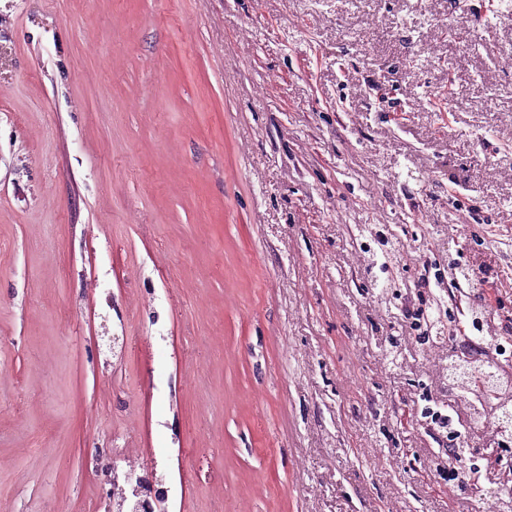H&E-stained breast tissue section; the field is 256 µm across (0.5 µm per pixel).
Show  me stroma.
Masks as SVG:
<instances>
[{"label":"stroma","instance_id":"35a3bbf8","mask_svg":"<svg viewBox=\"0 0 512 512\" xmlns=\"http://www.w3.org/2000/svg\"><path fill=\"white\" fill-rule=\"evenodd\" d=\"M512 0H0V512H489L448 301L512 316ZM484 266L422 288L449 258ZM424 305L428 324L405 318ZM125 466L120 467L116 458H110V461L102 467L104 472V482L101 485L100 501L103 505L105 512H112V505L118 496L125 498V478L129 473L135 472L136 470L144 471L145 476L144 492L150 497L147 499L146 508L149 512H165V503L168 500V491L162 486V483L155 480V476L152 470L146 468L137 459L132 457L123 458ZM108 486V487H107ZM134 487L132 486V480H130L127 487V499L123 506L114 504L113 508L116 510L113 512H138L132 508V503L128 500L135 498ZM127 505L130 507L128 508ZM127 510H124V509Z\"/></svg>","mask_w":512,"mask_h":512}]
</instances>
